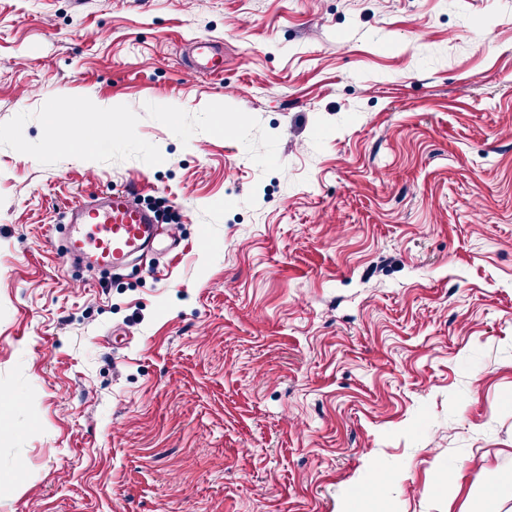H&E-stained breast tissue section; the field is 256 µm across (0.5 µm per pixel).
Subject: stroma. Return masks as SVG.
<instances>
[{"instance_id":"obj_1","label":"stroma","mask_w":512,"mask_h":512,"mask_svg":"<svg viewBox=\"0 0 512 512\" xmlns=\"http://www.w3.org/2000/svg\"><path fill=\"white\" fill-rule=\"evenodd\" d=\"M0 390V512H512V0H0ZM189 68L198 73L222 74L224 54L217 42L208 37L194 39ZM68 254L91 266L124 270L134 261L179 245L175 225L163 227L135 189L112 190L102 201L75 203L66 225Z\"/></svg>"}]
</instances>
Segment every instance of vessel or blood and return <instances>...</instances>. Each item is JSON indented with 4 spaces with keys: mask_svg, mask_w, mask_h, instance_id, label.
Masks as SVG:
<instances>
[{
    "mask_svg": "<svg viewBox=\"0 0 512 512\" xmlns=\"http://www.w3.org/2000/svg\"><path fill=\"white\" fill-rule=\"evenodd\" d=\"M190 67L198 73H223L224 54L217 42L196 38ZM65 243L71 256L89 265L123 270L136 260L177 248L179 236L176 226L159 224L137 190L121 189L97 203L74 204Z\"/></svg>",
    "mask_w": 512,
    "mask_h": 512,
    "instance_id": "1",
    "label": "vessel or blood"
}]
</instances>
